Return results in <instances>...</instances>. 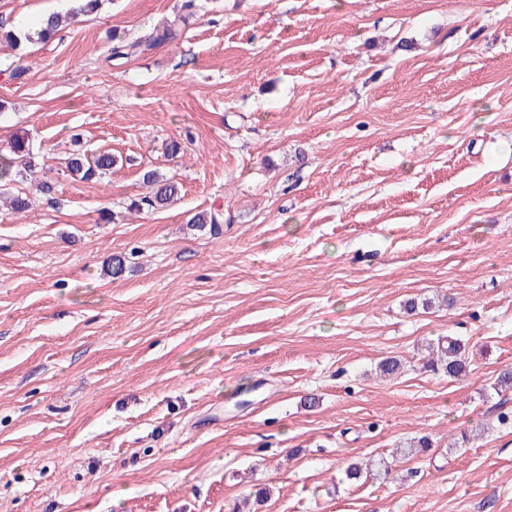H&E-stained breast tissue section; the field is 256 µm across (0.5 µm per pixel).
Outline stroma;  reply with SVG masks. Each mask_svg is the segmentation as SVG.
<instances>
[{
    "mask_svg": "<svg viewBox=\"0 0 512 512\" xmlns=\"http://www.w3.org/2000/svg\"><path fill=\"white\" fill-rule=\"evenodd\" d=\"M180 5L0 0L8 27L75 16L0 44V148L28 136L58 186L0 213V512H232L258 486L262 512H512V427L482 431L512 366V0H196L109 61ZM100 148L102 178L61 165ZM147 169L182 197L128 212ZM448 335L459 380L418 361ZM185 22V15H175L173 20L164 23L162 26L154 27L152 31L145 36L136 38L115 37L108 59H128L129 57L143 54L160 45L172 42L178 36L180 25L185 24Z\"/></svg>",
    "mask_w": 512,
    "mask_h": 512,
    "instance_id": "35a3bbf8",
    "label": "stroma"
}]
</instances>
